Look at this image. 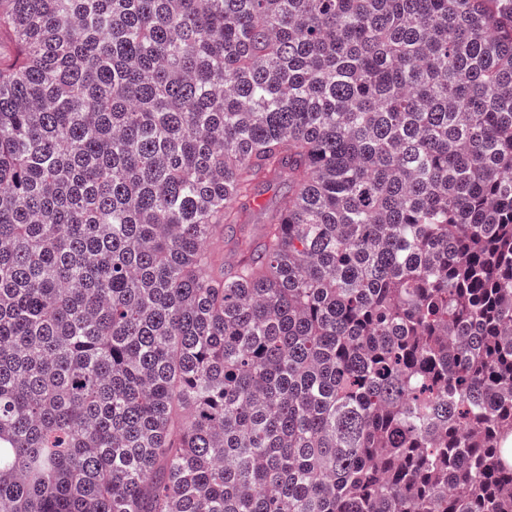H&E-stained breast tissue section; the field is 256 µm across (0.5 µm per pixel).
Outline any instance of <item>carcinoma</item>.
I'll use <instances>...</instances> for the list:
<instances>
[{"label": "carcinoma", "instance_id": "cac0c4a2", "mask_svg": "<svg viewBox=\"0 0 512 512\" xmlns=\"http://www.w3.org/2000/svg\"><path fill=\"white\" fill-rule=\"evenodd\" d=\"M0 512H512V0H0Z\"/></svg>", "mask_w": 512, "mask_h": 512}]
</instances>
